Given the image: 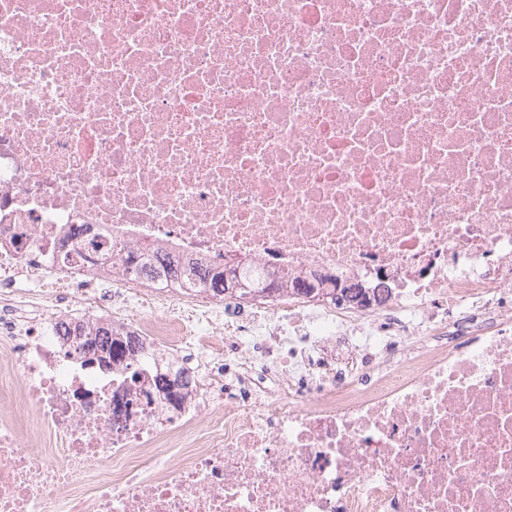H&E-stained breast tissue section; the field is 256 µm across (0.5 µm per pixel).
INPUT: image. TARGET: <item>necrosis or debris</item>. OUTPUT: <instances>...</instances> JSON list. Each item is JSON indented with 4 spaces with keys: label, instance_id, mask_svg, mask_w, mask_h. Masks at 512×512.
Here are the masks:
<instances>
[{
    "label": "necrosis or debris",
    "instance_id": "4bbe7bcc",
    "mask_svg": "<svg viewBox=\"0 0 512 512\" xmlns=\"http://www.w3.org/2000/svg\"><path fill=\"white\" fill-rule=\"evenodd\" d=\"M0 512H512V0H0ZM140 270L142 273L146 274L147 276L152 275H161L163 274L166 277L173 278V279H179V278H192L194 277V280L199 283V285L202 286V288H208V290H213L212 292H226V288H236L234 281L231 279H226L224 284V277L225 274H231L233 279L236 280V282L240 285V288L235 289V291L230 292L229 294L233 293H240L247 294L248 292L251 293L252 286H250L247 282L242 280L239 276L236 275L234 271H227L223 275V271L212 273L210 270H194V269H188V268H180L175 265H172L171 262H165V260L157 259L156 263L153 262H145L141 264ZM222 277V278H220ZM239 277V278H238ZM217 278H220L217 280ZM220 284L221 287H220ZM225 286V288H224ZM212 288V289H211Z\"/></svg>",
    "mask_w": 512,
    "mask_h": 512
}]
</instances>
